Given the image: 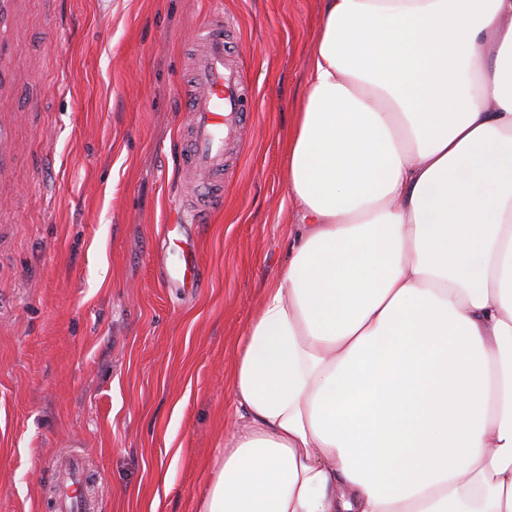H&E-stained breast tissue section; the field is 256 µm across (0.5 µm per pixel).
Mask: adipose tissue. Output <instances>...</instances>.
Listing matches in <instances>:
<instances>
[{
	"mask_svg": "<svg viewBox=\"0 0 512 512\" xmlns=\"http://www.w3.org/2000/svg\"><path fill=\"white\" fill-rule=\"evenodd\" d=\"M286 178L194 512H512V0H324Z\"/></svg>",
	"mask_w": 512,
	"mask_h": 512,
	"instance_id": "adipose-tissue-1",
	"label": "adipose tissue"
}]
</instances>
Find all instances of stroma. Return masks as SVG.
Returning a JSON list of instances; mask_svg holds the SVG:
<instances>
[{
    "label": "stroma",
    "mask_w": 512,
    "mask_h": 512,
    "mask_svg": "<svg viewBox=\"0 0 512 512\" xmlns=\"http://www.w3.org/2000/svg\"><path fill=\"white\" fill-rule=\"evenodd\" d=\"M322 0H14L0 127V512H57L66 455L94 512H193L217 448L231 350L281 274L298 208L284 139ZM223 12L255 101L224 203L178 224L177 94L193 33ZM194 246L200 287L176 275ZM169 474V486L156 479Z\"/></svg>",
    "instance_id": "obj_1"
}]
</instances>
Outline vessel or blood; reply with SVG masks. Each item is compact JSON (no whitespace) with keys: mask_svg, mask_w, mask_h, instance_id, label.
Returning a JSON list of instances; mask_svg holds the SVG:
<instances>
[{"mask_svg":"<svg viewBox=\"0 0 512 512\" xmlns=\"http://www.w3.org/2000/svg\"><path fill=\"white\" fill-rule=\"evenodd\" d=\"M229 28L223 16L203 20L194 35L200 46L180 95L187 112V135L180 168L192 187L175 201L184 224L205 223L224 201V170L229 148L252 117L254 95L243 82L227 46ZM61 512H71L80 497V464L72 462L61 481Z\"/></svg>","mask_w":512,"mask_h":512,"instance_id":"vessel-or-blood-1","label":"vessel or blood"}]
</instances>
